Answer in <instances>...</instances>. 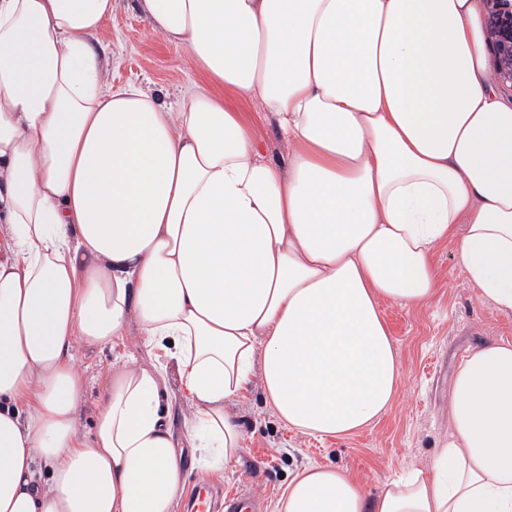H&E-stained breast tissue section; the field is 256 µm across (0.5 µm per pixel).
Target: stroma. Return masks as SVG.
Masks as SVG:
<instances>
[{
	"label": "stroma",
	"mask_w": 512,
	"mask_h": 512,
	"mask_svg": "<svg viewBox=\"0 0 512 512\" xmlns=\"http://www.w3.org/2000/svg\"><path fill=\"white\" fill-rule=\"evenodd\" d=\"M113 90L141 86L176 102L181 90L198 82L189 51L168 44L132 8L131 0H113L112 14L92 39ZM254 119L263 159L287 163L291 146L274 125L260 119L264 107L244 104ZM435 264L440 289L436 299L419 308L384 304L383 313L398 351L403 377L392 408L376 423L344 439H319L288 429L268 405L261 379H254L246 398L227 409L242 426L244 439L234 462L206 471L197 450L183 449L184 485L210 480L218 493L248 490L261 497L265 512L275 504L292 476L308 465H333L349 471L368 496L410 467H428L440 443L448 438V401L453 370L466 351L512 338V316L479 298L455 259L453 243L438 246ZM110 351L79 348L75 367L86 379L79 429L88 432L105 386Z\"/></svg>",
	"instance_id": "35a3bbf8"
}]
</instances>
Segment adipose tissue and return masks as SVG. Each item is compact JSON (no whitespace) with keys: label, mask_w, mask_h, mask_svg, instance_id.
Instances as JSON below:
<instances>
[{"label":"adipose tissue","mask_w":512,"mask_h":512,"mask_svg":"<svg viewBox=\"0 0 512 512\" xmlns=\"http://www.w3.org/2000/svg\"><path fill=\"white\" fill-rule=\"evenodd\" d=\"M203 82L162 106L112 90L91 37L112 0H0V512H175L184 484L162 371L119 349L137 324L175 360L188 447L218 470L225 409L254 377L276 417L350 437L398 396L382 305L438 294L454 241L512 315V104L483 0H135ZM292 147L263 160L241 102ZM115 350L88 433L77 346ZM275 512H512V341L468 351L448 440L367 498L297 472Z\"/></svg>","instance_id":"obj_1"}]
</instances>
